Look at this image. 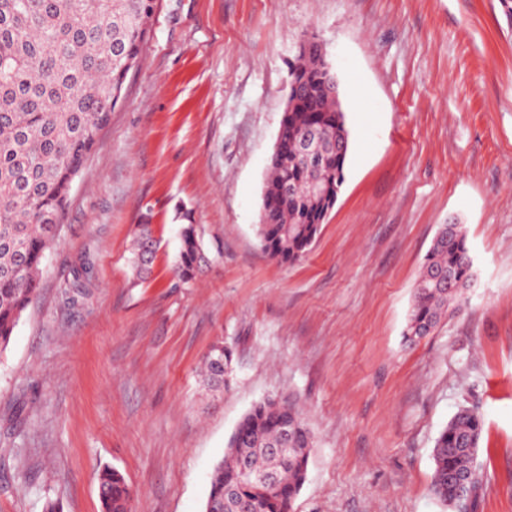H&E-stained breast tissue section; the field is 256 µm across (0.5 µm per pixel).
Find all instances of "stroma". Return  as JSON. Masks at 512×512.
Listing matches in <instances>:
<instances>
[{
    "label": "stroma",
    "mask_w": 512,
    "mask_h": 512,
    "mask_svg": "<svg viewBox=\"0 0 512 512\" xmlns=\"http://www.w3.org/2000/svg\"><path fill=\"white\" fill-rule=\"evenodd\" d=\"M315 32L350 132L345 181L307 254L257 236L288 92ZM473 279L403 338L440 225ZM151 225L150 274L130 268ZM207 263L176 284L181 225ZM233 379L207 391L209 346ZM311 429L295 512H443L432 449L464 402L485 428L475 512H512V23L499 0H156L122 98L75 177L39 288L0 351V512H203L258 400ZM98 484L104 512H128L130 492L118 471L108 467L102 469Z\"/></svg>",
    "instance_id": "1"
}]
</instances>
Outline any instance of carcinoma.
Listing matches in <instances>:
<instances>
[{
    "instance_id": "cac0c4a2",
    "label": "carcinoma",
    "mask_w": 512,
    "mask_h": 512,
    "mask_svg": "<svg viewBox=\"0 0 512 512\" xmlns=\"http://www.w3.org/2000/svg\"><path fill=\"white\" fill-rule=\"evenodd\" d=\"M154 7L155 0H0V351L36 293L71 175L121 98ZM329 86L321 44L307 35L290 65L284 151L271 163L257 225L263 249L282 263L309 250L344 182L349 132ZM308 137L311 160L296 153V143ZM180 241L177 275L187 284L205 262L196 225H182ZM156 248L149 225H139L130 259L138 276L150 273ZM472 276L462 225H441L425 256L405 340L430 334ZM232 363L230 349L213 345L204 357L207 387H226ZM483 429V414L462 405L435 439L431 491L448 510L455 477L473 474L474 498L481 489L475 461ZM313 447L297 405L275 398L254 403L214 468L206 503L222 512H237L240 500L250 501L252 512H294ZM245 469L274 471L277 482L257 484ZM98 484L104 512H128L130 492L119 472L102 469Z\"/></svg>"
}]
</instances>
